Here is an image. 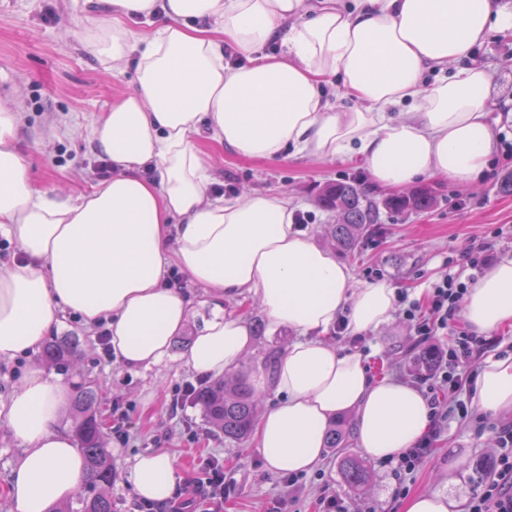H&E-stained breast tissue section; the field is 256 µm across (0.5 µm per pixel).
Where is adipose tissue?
<instances>
[{"label":"adipose tissue","mask_w":512,"mask_h":512,"mask_svg":"<svg viewBox=\"0 0 512 512\" xmlns=\"http://www.w3.org/2000/svg\"><path fill=\"white\" fill-rule=\"evenodd\" d=\"M112 17L91 51L113 69L136 59V87L91 131L114 175L76 200L33 188L15 145L19 113L0 101V231L25 263L0 269V359L37 351L61 313L87 327L106 321L115 362L147 368L168 357L193 300L166 286L178 266L205 291L210 317L184 354L187 368L218 377L251 345V331L225 300L256 295L278 327L295 330L272 377L279 401L259 418L256 446L268 469L311 471L322 460L330 419L356 414L359 448L383 461L428 430L430 405L415 387L375 378L364 353L326 333L340 318L358 335L388 323L394 288L352 285L348 266L294 224L285 194L210 198L212 175L197 148L207 136L236 155L272 160L286 151L359 156L374 185L392 192L424 176L474 184L493 158L487 72L463 66L491 31L512 32V11L492 0H85ZM161 27L131 37L126 20ZM215 27H208V20ZM285 50L254 58L271 42ZM249 54L224 62L225 44ZM439 71L422 88L426 71ZM341 74L343 103L322 86ZM155 175L139 176L144 166ZM460 315L488 334L512 327V255L490 265ZM66 391L38 368L0 402V421L19 455L7 484L11 512H51L81 486L85 462L61 425ZM485 412L512 411V356L488 358L476 382ZM165 449L137 455L128 480L142 499L163 502L177 486Z\"/></svg>","instance_id":"obj_1"}]
</instances>
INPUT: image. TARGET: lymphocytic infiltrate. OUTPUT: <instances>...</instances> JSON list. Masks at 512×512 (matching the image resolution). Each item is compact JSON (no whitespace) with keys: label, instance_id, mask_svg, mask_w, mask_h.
Here are the masks:
<instances>
[{"label":"lymphocytic infiltrate","instance_id":"obj_1","mask_svg":"<svg viewBox=\"0 0 512 512\" xmlns=\"http://www.w3.org/2000/svg\"><path fill=\"white\" fill-rule=\"evenodd\" d=\"M468 286L461 273L454 272L432 285L426 303L409 300L403 292L397 295L398 302L408 305L407 314L416 336L423 340L445 337L446 347L440 352L428 387V400L433 408L429 434L390 459L395 475L412 474L430 456L444 421V410L467 414V406L459 395L474 381L471 364L494 346L493 340L475 334L458 318L459 301ZM493 429L498 442L496 469L470 498L468 512H512V422L496 423ZM228 484L223 466L211 463L202 480L184 485L174 501L147 504L146 512H221L217 503L223 500Z\"/></svg>","mask_w":512,"mask_h":512}]
</instances>
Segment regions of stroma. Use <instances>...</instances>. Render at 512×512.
<instances>
[{"label":"stroma","instance_id":"stroma-1","mask_svg":"<svg viewBox=\"0 0 512 512\" xmlns=\"http://www.w3.org/2000/svg\"><path fill=\"white\" fill-rule=\"evenodd\" d=\"M109 15L84 7L83 0H0V100L20 112L17 145L32 185L49 195L78 198L92 192L100 177L95 174V155L90 129L112 103L135 88V62L112 70L91 55L85 46L90 30L111 26ZM467 65L483 67L491 76L489 99H512V36L490 33L477 45ZM212 165V193L227 197L243 192L285 190L299 204L309 221L305 232L317 245L332 251L330 235L335 213L317 203L322 189L338 180H351L376 190L360 160L319 159L288 153L279 159H243L208 139L197 141ZM501 178L488 176L473 188L448 180L420 179L435 200L425 211H382L379 224L363 237L354 253L342 261L351 270L354 287L384 281L395 290L415 293L448 272L449 263L477 246H485L489 261L512 254V194L501 191ZM227 312L242 316L252 330V346L234 372L252 379L267 360L279 357L295 338L287 329H274L255 296L225 302ZM210 316L208 307L196 306L182 335L172 340L170 355L161 364L135 371L111 360L95 339L93 330L74 316L61 315L51 333L81 340L78 356L64 371L46 367L58 375L67 396L93 382L98 391V415L106 424L105 446L112 453L118 479L112 489L116 512H135L138 498L127 473L138 454L165 448L175 453L180 482L204 478L209 460L224 464L235 487L224 496L223 512H270L283 501L282 512H320L321 495L347 499L354 512H403L402 501L393 500L395 482L381 462L366 458L355 437L354 412L337 416L346 432L347 455L362 460L368 480L357 488L347 483L340 460L324 451L322 462L304 473L293 498H285L282 475L265 465L253 439L225 441L205 421L198 406L180 398L185 382L197 377L183 363L193 336ZM369 368L374 376L390 377L426 390L428 369L419 362L422 351L442 348L445 338L418 340L401 310L393 320L366 332ZM474 388L464 389L461 400L467 417L450 414L434 443V451L407 479L411 494L434 490L466 503L480 484L474 467L494 459L497 443L491 429L479 428V409ZM128 414V440L114 427L116 411Z\"/></svg>","mask_w":512,"mask_h":512}]
</instances>
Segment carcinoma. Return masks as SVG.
I'll return each instance as SVG.
<instances>
[{
	"mask_svg": "<svg viewBox=\"0 0 512 512\" xmlns=\"http://www.w3.org/2000/svg\"><path fill=\"white\" fill-rule=\"evenodd\" d=\"M323 208L336 212L333 239L341 251L351 252L359 239L377 223L378 205L369 199L354 182L339 180L325 187L320 197ZM382 204L390 210L411 208L425 210L432 204L427 189H419L401 196L386 198ZM80 339L61 336L48 343L42 360L59 369L77 356ZM97 391L88 382L79 386L73 403L72 436L86 465V477L76 499L78 507H56L52 512H115L112 502V484L116 473L108 448L104 446V431L97 418L95 404ZM258 396L244 381L220 378L196 394L194 403L200 407L207 423L224 434L229 442L240 443L250 435L256 420ZM327 447L338 457L347 481L361 485L367 475L363 465L343 452L345 433L333 428L326 432Z\"/></svg>",
	"mask_w": 512,
	"mask_h": 512,
	"instance_id": "carcinoma-1",
	"label": "carcinoma"
}]
</instances>
